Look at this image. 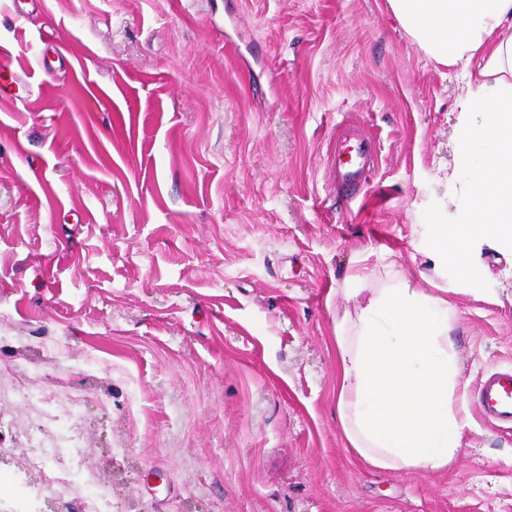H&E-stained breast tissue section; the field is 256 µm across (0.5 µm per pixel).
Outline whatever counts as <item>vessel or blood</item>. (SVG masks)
<instances>
[{"mask_svg": "<svg viewBox=\"0 0 512 512\" xmlns=\"http://www.w3.org/2000/svg\"><path fill=\"white\" fill-rule=\"evenodd\" d=\"M377 165L378 156L370 143L351 142L345 132L338 135L329 165L337 198H346L352 188L366 185ZM477 406L489 423L512 425V371H497L482 381L477 391Z\"/></svg>", "mask_w": 512, "mask_h": 512, "instance_id": "b4317fda", "label": "vessel or blood"}]
</instances>
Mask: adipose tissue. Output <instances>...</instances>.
<instances>
[{"instance_id":"adipose-tissue-1","label":"adipose tissue","mask_w":512,"mask_h":512,"mask_svg":"<svg viewBox=\"0 0 512 512\" xmlns=\"http://www.w3.org/2000/svg\"><path fill=\"white\" fill-rule=\"evenodd\" d=\"M398 23L469 79L457 129L452 225L436 227L434 265L469 274L479 241L512 240V0H388ZM336 318V408L352 454L379 469L447 471L472 425L449 338L447 289L359 272Z\"/></svg>"}]
</instances>
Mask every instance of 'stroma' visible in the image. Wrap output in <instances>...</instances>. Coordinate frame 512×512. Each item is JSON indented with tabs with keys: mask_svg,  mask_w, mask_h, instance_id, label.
<instances>
[{
	"mask_svg": "<svg viewBox=\"0 0 512 512\" xmlns=\"http://www.w3.org/2000/svg\"><path fill=\"white\" fill-rule=\"evenodd\" d=\"M0 44V367L84 390L112 512H512V427L474 417L428 475L360 463L337 416L349 276L432 275L454 211L466 80L387 0H0ZM346 122L379 165L340 204ZM474 251L438 278L471 396L512 368V243ZM31 413L0 405L1 446Z\"/></svg>",
	"mask_w": 512,
	"mask_h": 512,
	"instance_id": "1",
	"label": "stroma"
}]
</instances>
